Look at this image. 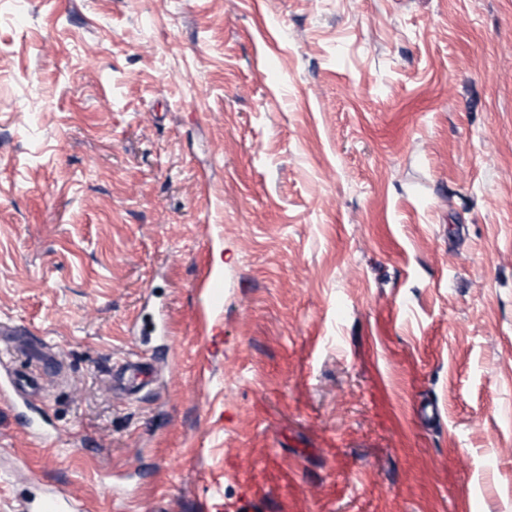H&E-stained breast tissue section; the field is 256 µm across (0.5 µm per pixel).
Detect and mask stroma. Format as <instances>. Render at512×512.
Masks as SVG:
<instances>
[{
	"instance_id": "obj_1",
	"label": "stroma",
	"mask_w": 512,
	"mask_h": 512,
	"mask_svg": "<svg viewBox=\"0 0 512 512\" xmlns=\"http://www.w3.org/2000/svg\"><path fill=\"white\" fill-rule=\"evenodd\" d=\"M1 319L0 512H512V0H0ZM25 334L26 331L24 328L0 321V347L2 343L5 344L0 350L1 358H3L5 354L12 357L17 352L22 351V346L19 344L18 338L25 336ZM49 353L43 366H39L36 374L22 373L14 375L6 366L1 364L0 398L13 409L20 408L27 418L22 425L27 433L39 442H46L48 436L56 431L46 419L44 398L49 383L56 379L62 371L61 362L50 353V345L45 347ZM112 392H120L126 399H142L152 389L151 370L139 356H123L112 360L109 372ZM20 512H83L80 499L57 494L54 490L41 487L37 493L28 494L18 500Z\"/></svg>"
}]
</instances>
